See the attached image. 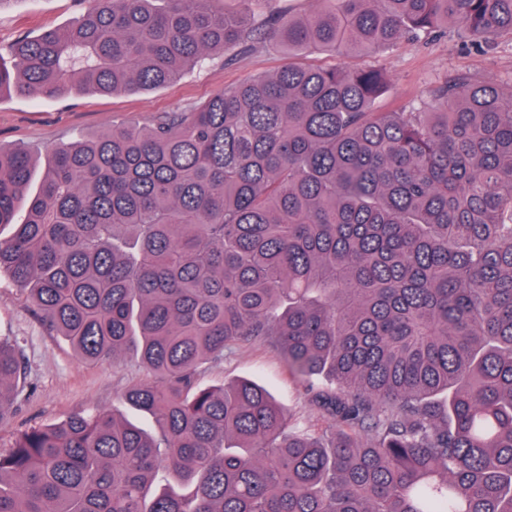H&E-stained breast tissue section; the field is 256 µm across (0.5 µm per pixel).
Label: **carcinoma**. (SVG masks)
Here are the masks:
<instances>
[{
    "label": "carcinoma",
    "instance_id": "1",
    "mask_svg": "<svg viewBox=\"0 0 512 512\" xmlns=\"http://www.w3.org/2000/svg\"><path fill=\"white\" fill-rule=\"evenodd\" d=\"M216 0H90L0 48V90L54 98L181 79L209 52L292 62L149 124L58 146L37 192L0 148V272L96 364L150 379L0 449V512H512V93L454 73L380 112L349 61L459 26L512 37V0H317L283 20ZM318 52L331 66L301 59ZM267 345L307 384L301 427L249 380ZM26 375L0 337V420Z\"/></svg>",
    "mask_w": 512,
    "mask_h": 512
}]
</instances>
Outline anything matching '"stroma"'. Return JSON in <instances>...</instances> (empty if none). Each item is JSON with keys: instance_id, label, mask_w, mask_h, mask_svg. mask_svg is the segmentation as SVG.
I'll return each mask as SVG.
<instances>
[{"instance_id": "35a3bbf8", "label": "stroma", "mask_w": 512, "mask_h": 512, "mask_svg": "<svg viewBox=\"0 0 512 512\" xmlns=\"http://www.w3.org/2000/svg\"><path fill=\"white\" fill-rule=\"evenodd\" d=\"M80 0H0V46L47 28L63 29L79 15ZM357 64L382 68L391 87L378 109L394 112L420 98L455 72L489 78L512 87V40L490 48L466 44L457 27L428 43H402L383 55L357 57ZM288 56L265 42H251L210 53L201 66L181 80L153 90L110 94L72 93L54 99H31L11 91L0 93V147L29 145L35 149V175L60 143L90 136L115 125L147 123L206 101L252 75L271 74ZM0 336L16 339L27 361L25 389L11 415L0 421V446L12 444L34 427L58 424L78 411L111 409L124 388L147 378L138 362L125 359L83 364L68 344L38 319L24 293L8 274L0 275ZM249 378L270 390L299 422L316 413L304 385L292 375L279 354L263 347H245L207 370L204 384L220 386Z\"/></svg>"}]
</instances>
